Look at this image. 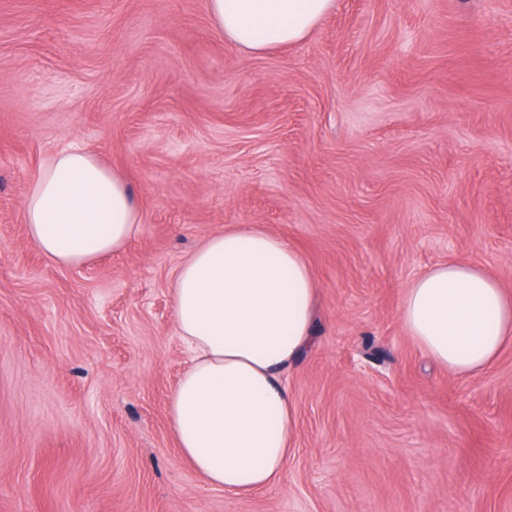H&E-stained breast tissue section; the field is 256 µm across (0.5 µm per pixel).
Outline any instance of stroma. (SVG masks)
Returning a JSON list of instances; mask_svg holds the SVG:
<instances>
[{"instance_id": "1", "label": "stroma", "mask_w": 512, "mask_h": 512, "mask_svg": "<svg viewBox=\"0 0 512 512\" xmlns=\"http://www.w3.org/2000/svg\"><path fill=\"white\" fill-rule=\"evenodd\" d=\"M76 148L143 219L66 268L23 201ZM240 224L308 263L315 344L281 479L228 497L170 426V292ZM451 259L512 292V0H335L258 54L207 0H0V512H512V347L456 377L399 317Z\"/></svg>"}]
</instances>
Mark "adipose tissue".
I'll return each mask as SVG.
<instances>
[{
    "label": "adipose tissue",
    "instance_id": "obj_1",
    "mask_svg": "<svg viewBox=\"0 0 512 512\" xmlns=\"http://www.w3.org/2000/svg\"><path fill=\"white\" fill-rule=\"evenodd\" d=\"M334 0H208L225 39L261 52L305 39ZM23 216L50 261L80 267L122 251L142 215L125 181L85 150L57 154L29 184ZM316 283L298 251L256 225L212 235L179 268L177 332L192 359L169 397L181 454L225 495L277 482L295 446L285 373L314 343ZM400 320L458 377H478L512 344V293L477 265L431 267L407 288Z\"/></svg>",
    "mask_w": 512,
    "mask_h": 512
}]
</instances>
